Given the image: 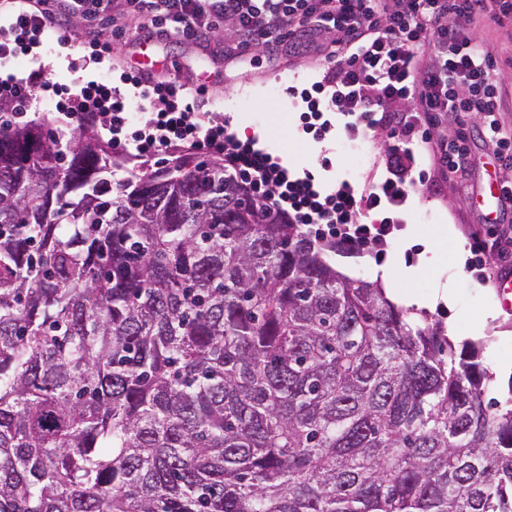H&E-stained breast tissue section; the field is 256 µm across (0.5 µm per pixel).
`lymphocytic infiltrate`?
Segmentation results:
<instances>
[{
    "instance_id": "obj_1",
    "label": "lymphocytic infiltrate",
    "mask_w": 512,
    "mask_h": 512,
    "mask_svg": "<svg viewBox=\"0 0 512 512\" xmlns=\"http://www.w3.org/2000/svg\"><path fill=\"white\" fill-rule=\"evenodd\" d=\"M92 13L109 14L115 39L138 36L145 41L210 37L219 24L230 25V41L240 52L250 47L298 49L311 38L328 66L323 81L302 91L304 129L326 136L332 117L343 121L347 139L365 142L377 127L390 129L391 145L381 160V177L357 187L341 181L321 190L312 172L298 177L241 140L227 125L210 121L206 84L195 94L185 86L141 74L147 94L166 98V109L153 113L144 128L121 133L128 124V104L102 83L81 89V106L71 118L109 111L112 146L149 157L186 143L225 164L272 211L308 234L324 237L343 251L382 257L397 218L360 222L362 213L404 204L425 182L426 165L458 173L468 162V135L457 128L444 142L432 143L428 130L441 116H484L483 134L498 155L512 159V135L497 118L502 104L495 69L483 43L470 33L478 20L502 24L512 16V0H0L15 22L20 47L35 43L48 25L82 17L84 2ZM470 269L483 270L485 258L497 273L512 275V230L488 228L472 238Z\"/></svg>"
}]
</instances>
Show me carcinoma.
<instances>
[{
  "instance_id": "cac0c4a2",
  "label": "carcinoma",
  "mask_w": 512,
  "mask_h": 512,
  "mask_svg": "<svg viewBox=\"0 0 512 512\" xmlns=\"http://www.w3.org/2000/svg\"><path fill=\"white\" fill-rule=\"evenodd\" d=\"M0 134V512H512V388L224 161Z\"/></svg>"
}]
</instances>
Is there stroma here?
<instances>
[{"instance_id":"35a3bbf8","label":"stroma","mask_w":512,"mask_h":512,"mask_svg":"<svg viewBox=\"0 0 512 512\" xmlns=\"http://www.w3.org/2000/svg\"><path fill=\"white\" fill-rule=\"evenodd\" d=\"M472 29L485 42L500 78L499 122L512 129V20L500 27L477 22ZM229 47L223 36L215 34L199 41L130 43L116 57L81 39L17 52L0 61V75L22 78L36 69L44 71L49 86L43 97L55 105L63 103L64 108L45 112L39 102H32L29 117L35 121L57 123L62 112L76 110L81 87L98 81L130 102L132 121L140 125L148 115L138 104L139 90L131 77L150 62L166 81L190 85L206 78L213 92L210 109L215 122H229L234 129L246 124L248 138L256 140L259 148L290 171H314L323 189L343 180L361 185L373 178L391 142L389 128H377L360 145L348 143L336 129L319 142L301 128L303 103L285 89L308 88L323 79L326 68L316 61L312 48L295 55L281 53L275 61L256 48L252 62L244 65ZM465 122L470 141L464 172L450 180L436 166L428 167L432 187L409 197L401 214L403 229L389 240L382 262L339 251L326 252L325 258L355 280L370 282L378 268L391 270L396 294L416 301L414 319L428 316L439 321L455 345L479 344L480 359L495 377L493 394L499 398L512 381V310L504 309L493 280L468 271L454 253L457 245H470L473 232L485 227L486 211L478 199L490 181H512V167L502 165L484 140L479 116L469 115ZM443 286L453 289V304L434 302L437 288Z\"/></svg>"}]
</instances>
